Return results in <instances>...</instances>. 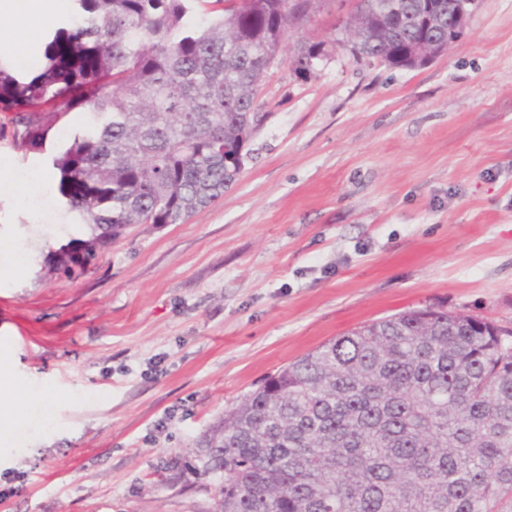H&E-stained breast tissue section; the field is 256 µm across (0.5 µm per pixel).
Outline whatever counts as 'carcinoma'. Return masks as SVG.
Returning <instances> with one entry per match:
<instances>
[{
  "label": "carcinoma",
  "instance_id": "cac0c4a2",
  "mask_svg": "<svg viewBox=\"0 0 512 512\" xmlns=\"http://www.w3.org/2000/svg\"><path fill=\"white\" fill-rule=\"evenodd\" d=\"M356 0L359 52L422 65L459 0ZM34 75L0 57V113L41 151L72 112L86 128L53 156L86 239L50 262L83 270L131 224H179L231 188L264 114L258 96L300 10L323 0H72ZM307 38L306 79L345 37ZM215 512H512V332L427 307L362 324L267 377L197 443Z\"/></svg>",
  "mask_w": 512,
  "mask_h": 512
}]
</instances>
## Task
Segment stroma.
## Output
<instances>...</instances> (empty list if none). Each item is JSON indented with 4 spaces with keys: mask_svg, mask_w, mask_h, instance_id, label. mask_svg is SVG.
Returning a JSON list of instances; mask_svg holds the SVG:
<instances>
[{
    "mask_svg": "<svg viewBox=\"0 0 512 512\" xmlns=\"http://www.w3.org/2000/svg\"><path fill=\"white\" fill-rule=\"evenodd\" d=\"M289 37L237 183L181 224H136L68 277L83 237L51 159L0 129V355L27 390L0 426V512H211L192 447L268 375L340 334L436 306L512 327V0H477L415 69L339 47L306 80ZM51 382L56 394L43 398Z\"/></svg>",
    "mask_w": 512,
    "mask_h": 512,
    "instance_id": "1",
    "label": "stroma"
}]
</instances>
